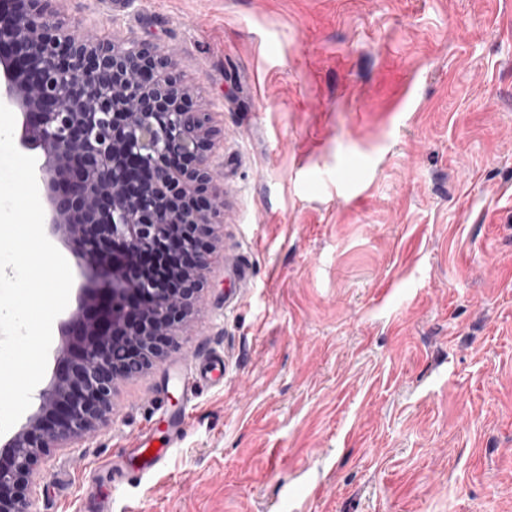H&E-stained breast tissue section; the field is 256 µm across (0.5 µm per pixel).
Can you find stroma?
I'll return each mask as SVG.
<instances>
[{
	"label": "stroma",
	"instance_id": "obj_1",
	"mask_svg": "<svg viewBox=\"0 0 512 512\" xmlns=\"http://www.w3.org/2000/svg\"><path fill=\"white\" fill-rule=\"evenodd\" d=\"M58 5L177 49L225 207L182 352L48 459L34 512H512V0ZM185 410L114 490L102 462L139 470ZM188 417L189 416L186 415L185 412H183V414L179 418L173 421L171 431L168 433L166 442L164 443V447L158 448L156 449V451L153 452V455H151L147 465L148 469L160 465L164 461L168 450L170 448H174L177 445L178 441L182 438L185 432V428L188 424Z\"/></svg>",
	"mask_w": 512,
	"mask_h": 512
}]
</instances>
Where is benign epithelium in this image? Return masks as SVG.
<instances>
[{"label": "benign epithelium", "instance_id": "1", "mask_svg": "<svg viewBox=\"0 0 512 512\" xmlns=\"http://www.w3.org/2000/svg\"><path fill=\"white\" fill-rule=\"evenodd\" d=\"M57 0H0V103L22 118L19 145L42 151L36 168L52 232L80 246L112 310L95 336L90 306L64 334L61 357L39 411L0 445V512H32L35 478L54 451L74 448L112 411V391L176 346L179 327L203 300L212 225L224 214L210 113L175 73L176 52L131 40L118 46L65 21ZM175 237L192 266L181 287L137 283L98 263L120 241L147 255ZM150 308L129 350L111 337L132 288Z\"/></svg>", "mask_w": 512, "mask_h": 512}]
</instances>
